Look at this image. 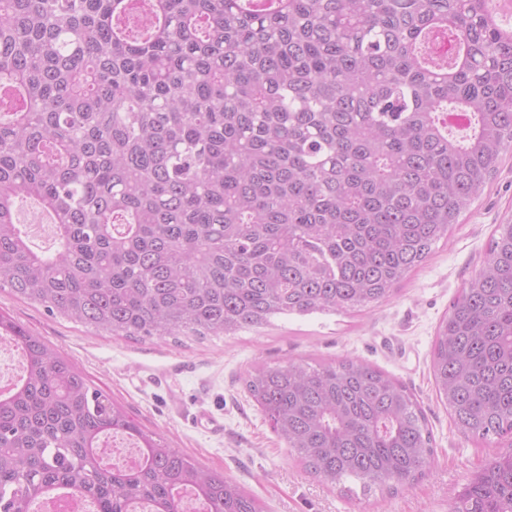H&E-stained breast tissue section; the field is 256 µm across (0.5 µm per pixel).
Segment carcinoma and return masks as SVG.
Wrapping results in <instances>:
<instances>
[{"mask_svg": "<svg viewBox=\"0 0 512 512\" xmlns=\"http://www.w3.org/2000/svg\"><path fill=\"white\" fill-rule=\"evenodd\" d=\"M497 0H0V289L126 338L228 336L376 307L512 151V26ZM467 116L451 136L448 113ZM31 198L59 247L16 223ZM26 368L0 393V512L60 491L95 512H261L145 432L0 314ZM468 436H512V224L432 349ZM307 470L405 488L434 461L409 389L353 358L244 379ZM118 434L122 469L100 456ZM451 512H512V454Z\"/></svg>", "mask_w": 512, "mask_h": 512, "instance_id": "obj_1", "label": "carcinoma"}]
</instances>
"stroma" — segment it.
Instances as JSON below:
<instances>
[{
	"mask_svg": "<svg viewBox=\"0 0 512 512\" xmlns=\"http://www.w3.org/2000/svg\"><path fill=\"white\" fill-rule=\"evenodd\" d=\"M512 224V154L427 261L392 295L355 314L277 317L232 336L127 339L49 315L0 291V313L69 359L116 405L199 466L224 474L264 512H450L457 494L512 439L463 435L436 391L431 348L452 301L481 270L498 225ZM362 360L406 384L432 431L435 460L407 489L344 494L308 473L246 391L254 364Z\"/></svg>",
	"mask_w": 512,
	"mask_h": 512,
	"instance_id": "35a3bbf8",
	"label": "stroma"
}]
</instances>
